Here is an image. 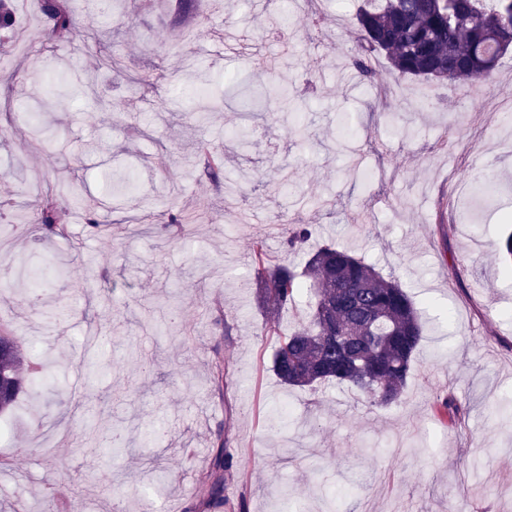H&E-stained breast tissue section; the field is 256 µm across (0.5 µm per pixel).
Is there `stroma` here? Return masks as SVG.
<instances>
[{"mask_svg":"<svg viewBox=\"0 0 512 512\" xmlns=\"http://www.w3.org/2000/svg\"><path fill=\"white\" fill-rule=\"evenodd\" d=\"M200 4L195 20L126 0L106 19L73 0L76 27L56 43L36 33L41 0H13L15 26L0 34V272L34 254L64 274L39 305L22 282L0 294V326L59 364L0 441V512L70 500L82 512H188L221 438L238 462L224 512L241 500L246 512H448L455 500L512 512V265L494 252L512 228V52L490 86L400 78L381 56L368 82L350 61L357 0L316 26L305 0ZM285 8L292 50L279 65L301 136L266 120L262 90L278 73L253 63L273 49L268 16ZM228 30L240 53H225ZM101 53L121 71L97 67ZM63 73L76 95L50 93ZM203 143L237 201L204 176ZM60 174L67 223L49 236L35 187ZM93 205L111 234L89 231ZM189 210L199 222L165 230L167 212ZM290 224L315 225L308 250L332 240L393 275L422 312L397 406L274 375L278 339L262 333L250 252L261 238L285 259ZM448 394L467 410L455 426L432 415ZM114 428L124 446L104 450L98 437Z\"/></svg>","mask_w":512,"mask_h":512,"instance_id":"stroma-1","label":"stroma"}]
</instances>
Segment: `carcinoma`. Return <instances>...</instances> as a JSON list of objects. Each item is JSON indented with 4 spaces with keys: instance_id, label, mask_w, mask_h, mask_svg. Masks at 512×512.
<instances>
[{
    "instance_id": "cac0c4a2",
    "label": "carcinoma",
    "mask_w": 512,
    "mask_h": 512,
    "mask_svg": "<svg viewBox=\"0 0 512 512\" xmlns=\"http://www.w3.org/2000/svg\"><path fill=\"white\" fill-rule=\"evenodd\" d=\"M42 12L57 40L69 38L73 19L67 0H42ZM356 46L351 64L359 75L373 76V57H385L400 77L430 84L471 88L491 85L500 60L512 49V0H364L356 14ZM204 172L215 181L223 161L205 152ZM66 210L48 193L37 221L56 233ZM288 250L311 235L308 224L284 230ZM252 273L260 301L275 314L298 298L307 299L299 327L279 341L272 370L288 387H346L371 405L399 403L414 370L415 351L424 327L408 293L347 248L328 242L302 269L271 264L266 245H252ZM26 352L15 336L0 332V416L10 415L25 393L38 392L45 367L23 369ZM435 412L450 424L462 419L453 396L437 400ZM234 458L219 443L211 471L200 490V506L226 503L224 483Z\"/></svg>"
}]
</instances>
